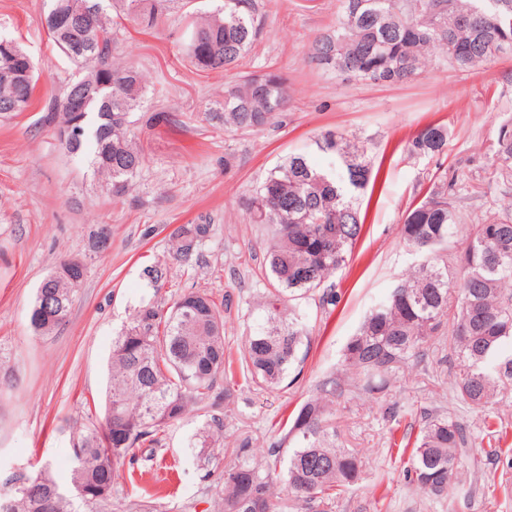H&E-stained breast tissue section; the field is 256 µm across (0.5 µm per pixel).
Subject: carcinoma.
<instances>
[{
    "mask_svg": "<svg viewBox=\"0 0 512 512\" xmlns=\"http://www.w3.org/2000/svg\"><path fill=\"white\" fill-rule=\"evenodd\" d=\"M171 0H50L44 28L57 48L82 71L49 106L48 120L77 122L83 133L63 143L84 158L98 187L113 198L126 195L145 163L131 133L132 114L145 90L143 73L112 56V9L123 11L143 30L158 27ZM258 36L250 0H224L211 15H193L186 27L184 53L198 72L239 66ZM448 56L460 71L482 67L512 53V0H345L343 15L330 33L317 37L309 58L336 74L359 80L407 82L435 54ZM34 69L14 42L0 38V70ZM288 78L278 71L247 74L224 92L215 117L226 128L260 129L278 122L288 103ZM34 74L0 81V117L31 106ZM329 155L324 167L307 154H291L246 198L253 223L272 229L263 253L271 287L259 304L262 314L244 342L247 375L267 388L280 386L302 363L309 337L298 301L322 291V306L337 303L325 287L346 266L361 234L363 219L356 192L371 175L367 148L332 131L316 141ZM442 125L420 130L406 145L415 157L445 153ZM497 176L512 185V133L500 135ZM462 217L454 184L441 175L403 224L405 244L421 255L416 269L397 279L390 294L366 314L347 342L340 372L324 376L286 429L289 447L282 467L248 457L224 470L220 512H274L282 492L305 505L333 499L336 490L360 479L364 461L336 447L332 417L336 403L358 389L386 388L403 364L425 356L435 337H448L457 398L471 409L494 403L512 382V213L471 225L462 246L448 247ZM211 225L184 224L173 234L172 254L187 263L208 238ZM91 250L107 251L111 235L102 227ZM86 265L64 259L47 275L30 304L28 319L39 336L51 334L68 317ZM227 360L224 311L201 289L177 295L168 309L153 301L134 308L112 338L104 422L88 426L75 448L71 489L51 475V464L34 476L12 480L0 491V512H102L112 499L115 478L136 449L153 448L159 434L195 410L203 411L194 444L206 447L223 435L221 404L229 389L220 385ZM470 440L463 423L426 412L413 442L405 478L436 498L454 493Z\"/></svg>",
    "mask_w": 512,
    "mask_h": 512,
    "instance_id": "cac0c4a2",
    "label": "carcinoma"
}]
</instances>
